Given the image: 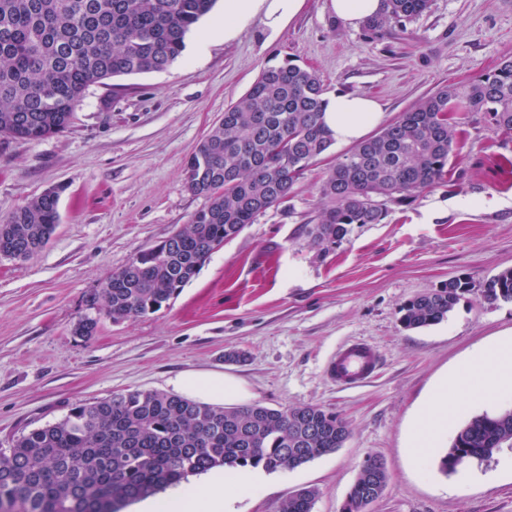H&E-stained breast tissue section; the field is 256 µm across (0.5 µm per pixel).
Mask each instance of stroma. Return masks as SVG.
Here are the masks:
<instances>
[{
    "instance_id": "stroma-1",
    "label": "stroma",
    "mask_w": 512,
    "mask_h": 512,
    "mask_svg": "<svg viewBox=\"0 0 512 512\" xmlns=\"http://www.w3.org/2000/svg\"><path fill=\"white\" fill-rule=\"evenodd\" d=\"M223 19L217 0L167 71L90 86L63 132L0 137V220L45 189H62L48 245L25 262L0 257V448L77 402L168 392L181 373L221 372L238 380L247 403L318 405L351 431L336 452L271 473L241 512H279L288 492L307 486L318 491L313 512H341L372 453L389 471L372 512H512V450L470 463L473 479L460 494L455 475L439 468L457 427L512 407V396L449 393L451 428L430 446L414 445L415 417L444 378L478 348L512 338V303L488 304L480 291L512 269V139L483 113L461 117L463 147L444 183L386 202L381 223L353 226L330 252L309 246L303 226L324 172L347 152L338 145L287 199L217 249L170 307L135 320L105 316L91 340L72 336L89 293L205 206L186 186L184 162L263 68L293 59L316 72L327 95L367 94L393 121L438 87L469 84L512 60V0H432L377 39L345 25L330 0H306L273 29L254 18L230 39ZM455 277L472 289L448 318L404 328L402 305ZM353 339L375 348L382 366L343 389L327 362ZM233 351L244 361H225Z\"/></svg>"
}]
</instances>
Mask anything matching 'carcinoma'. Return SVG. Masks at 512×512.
<instances>
[{"label":"carcinoma","instance_id":"obj_1","mask_svg":"<svg viewBox=\"0 0 512 512\" xmlns=\"http://www.w3.org/2000/svg\"><path fill=\"white\" fill-rule=\"evenodd\" d=\"M216 0H0V135L39 140L66 129L93 84L168 69L187 35ZM431 0H386L365 23L378 36L423 14ZM325 88L290 60L262 70L224 110L188 158L189 191L207 199L191 222L112 272L86 298L72 335L90 340L101 316L154 314L178 296L210 255L267 209L285 200L308 167L334 144L322 121ZM484 113L512 133V60L466 86L443 85L336 161L319 187L321 206L304 226L324 252L355 224H379L384 201L403 202L439 184L458 144L457 116ZM60 189L44 191L0 221V256L26 261L58 224ZM470 282L452 278L401 308L409 329L448 318ZM489 304L512 302V269L488 279ZM349 430L317 405L224 406L158 390H127L72 406L61 420L19 436L0 451V512H122L129 503L215 467L296 469L343 446ZM512 449V408L475 415L440 457L456 471L460 452L492 457ZM373 481L357 473L348 497ZM317 490L298 489L280 512H313Z\"/></svg>","mask_w":512,"mask_h":512}]
</instances>
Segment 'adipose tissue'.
<instances>
[{
    "label": "adipose tissue",
    "instance_id": "ef3b65f1",
    "mask_svg": "<svg viewBox=\"0 0 512 512\" xmlns=\"http://www.w3.org/2000/svg\"><path fill=\"white\" fill-rule=\"evenodd\" d=\"M304 3L305 0H224V33L232 35L238 25L259 15L266 25H279L284 17H296ZM384 117L375 99L357 93H337L329 98L323 119L336 144L350 145L366 139ZM472 362L482 369L480 376L472 380L476 384L498 390L512 388V342L480 349ZM472 381L459 376L451 386H440L421 413L419 426L434 435L447 429L455 413L454 406L448 403L449 388L459 389ZM174 386L201 399H221L227 403L240 401L245 395L235 380L223 375L188 373L179 377ZM263 481V476L251 469L212 470L170 487L160 496L142 499L137 512H239L238 503Z\"/></svg>",
    "mask_w": 512,
    "mask_h": 512
}]
</instances>
